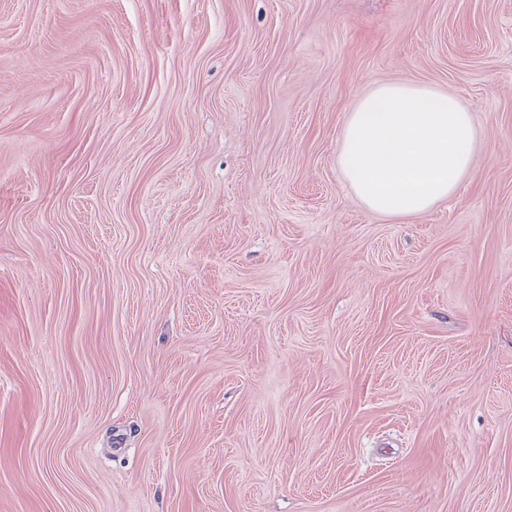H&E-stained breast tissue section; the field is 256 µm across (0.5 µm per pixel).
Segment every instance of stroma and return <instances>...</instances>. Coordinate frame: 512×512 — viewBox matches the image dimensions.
Listing matches in <instances>:
<instances>
[{"mask_svg": "<svg viewBox=\"0 0 512 512\" xmlns=\"http://www.w3.org/2000/svg\"><path fill=\"white\" fill-rule=\"evenodd\" d=\"M387 82L478 131L419 217ZM0 512H512V0H0ZM477 130L451 93L408 83L376 86L350 113L338 163L373 212L420 216L472 170Z\"/></svg>", "mask_w": 512, "mask_h": 512, "instance_id": "1", "label": "stroma"}]
</instances>
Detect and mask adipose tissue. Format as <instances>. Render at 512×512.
I'll list each match as a JSON object with an SVG mask.
<instances>
[{"instance_id":"ef3b65f1","label":"adipose tissue","mask_w":512,"mask_h":512,"mask_svg":"<svg viewBox=\"0 0 512 512\" xmlns=\"http://www.w3.org/2000/svg\"><path fill=\"white\" fill-rule=\"evenodd\" d=\"M472 115L450 93L408 83L376 86L350 113L338 163L373 212L420 216L471 171Z\"/></svg>"}]
</instances>
